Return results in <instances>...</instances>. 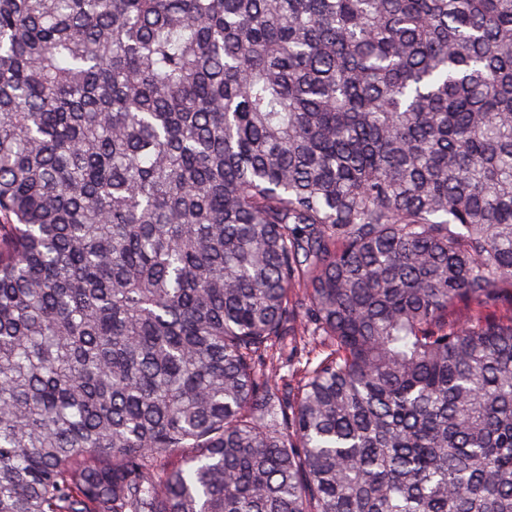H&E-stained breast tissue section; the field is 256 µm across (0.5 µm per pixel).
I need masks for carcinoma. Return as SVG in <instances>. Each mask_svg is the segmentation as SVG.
Returning a JSON list of instances; mask_svg holds the SVG:
<instances>
[{
	"label": "carcinoma",
	"mask_w": 512,
	"mask_h": 512,
	"mask_svg": "<svg viewBox=\"0 0 512 512\" xmlns=\"http://www.w3.org/2000/svg\"><path fill=\"white\" fill-rule=\"evenodd\" d=\"M0 215V512H512V0H0Z\"/></svg>",
	"instance_id": "obj_1"
}]
</instances>
